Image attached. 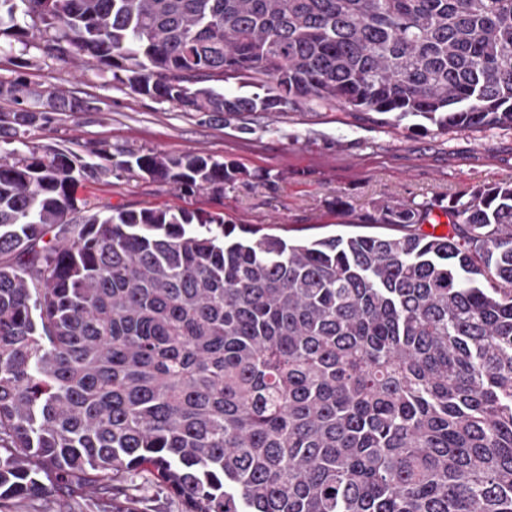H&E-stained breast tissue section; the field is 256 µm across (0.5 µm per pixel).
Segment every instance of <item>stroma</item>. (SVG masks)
Masks as SVG:
<instances>
[{
    "label": "stroma",
    "mask_w": 512,
    "mask_h": 512,
    "mask_svg": "<svg viewBox=\"0 0 512 512\" xmlns=\"http://www.w3.org/2000/svg\"><path fill=\"white\" fill-rule=\"evenodd\" d=\"M23 73L32 88L62 89L90 109L50 113L25 144L0 140L2 153L85 150L106 142L116 151H201L249 172L248 179L225 186L220 198L206 191L184 194L127 172L77 184L76 198L101 210L220 212L232 223L290 239L401 235V225L370 226L363 219L383 201L442 211L450 199L479 187L512 183V130L506 128L442 134L431 125L414 127L409 119L396 127L304 104L285 112H186L69 60L38 56Z\"/></svg>",
    "instance_id": "stroma-1"
}]
</instances>
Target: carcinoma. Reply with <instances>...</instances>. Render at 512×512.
Returning a JSON list of instances; mask_svg holds the SVG:
<instances>
[{
    "instance_id": "cac0c4a2",
    "label": "carcinoma",
    "mask_w": 512,
    "mask_h": 512,
    "mask_svg": "<svg viewBox=\"0 0 512 512\" xmlns=\"http://www.w3.org/2000/svg\"><path fill=\"white\" fill-rule=\"evenodd\" d=\"M186 112L301 101L399 126L512 129V0H0V38ZM240 79L265 94L226 93ZM23 141L85 101L0 81ZM249 176L162 151L0 154V512H512V184L377 207L400 236L288 240L220 213L72 226L75 186ZM21 512H82L78 503L66 498L48 499L21 504Z\"/></svg>"
}]
</instances>
